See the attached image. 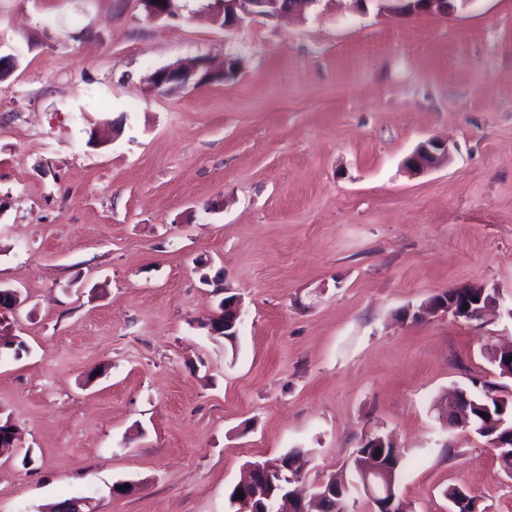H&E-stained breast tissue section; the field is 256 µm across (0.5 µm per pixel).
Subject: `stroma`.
<instances>
[{
	"label": "stroma",
	"mask_w": 512,
	"mask_h": 512,
	"mask_svg": "<svg viewBox=\"0 0 512 512\" xmlns=\"http://www.w3.org/2000/svg\"><path fill=\"white\" fill-rule=\"evenodd\" d=\"M174 6L0 0V288L28 347L0 358V418L31 451L0 456V512H234L246 461L311 449L310 486L374 432L406 512H448L449 485L512 512V476L433 408L495 379L486 336L512 343V0L232 31ZM196 58L240 69L151 87ZM432 137L447 164L408 173ZM468 285L500 298L483 325L405 318ZM221 286L232 344L206 328ZM191 76L192 73L190 71H186L179 66H173L155 71L150 84L154 90H163L173 83L185 85ZM244 313L239 301L232 297L224 299V309H221V313L214 317L212 320L223 321V325L215 327L210 322L211 330L217 335H222L221 332L227 339H232V336H238L239 326L243 321Z\"/></svg>",
	"instance_id": "stroma-1"
}]
</instances>
